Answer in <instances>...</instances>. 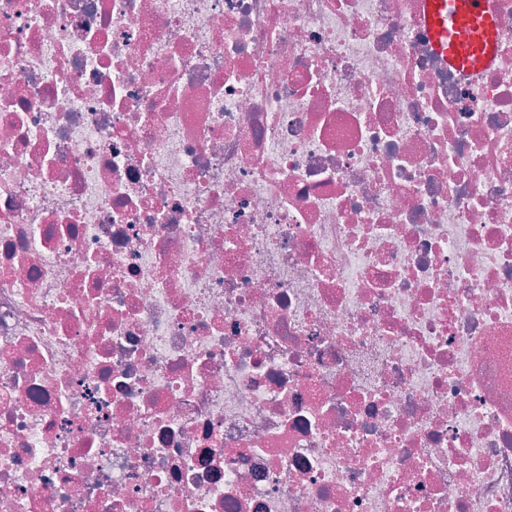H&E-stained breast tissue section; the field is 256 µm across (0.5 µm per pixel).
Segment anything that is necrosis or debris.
Listing matches in <instances>:
<instances>
[{"mask_svg": "<svg viewBox=\"0 0 512 512\" xmlns=\"http://www.w3.org/2000/svg\"><path fill=\"white\" fill-rule=\"evenodd\" d=\"M0 0V512H512V0ZM419 22L445 66L471 73L492 66L495 19L489 0H420Z\"/></svg>", "mask_w": 512, "mask_h": 512, "instance_id": "4bbe7bcc", "label": "necrosis or debris"}]
</instances>
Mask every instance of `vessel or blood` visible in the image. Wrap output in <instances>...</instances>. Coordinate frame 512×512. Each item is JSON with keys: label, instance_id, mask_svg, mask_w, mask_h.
<instances>
[{"label": "vessel or blood", "instance_id": "1", "mask_svg": "<svg viewBox=\"0 0 512 512\" xmlns=\"http://www.w3.org/2000/svg\"><path fill=\"white\" fill-rule=\"evenodd\" d=\"M419 22L444 65L471 73L492 66L495 19L489 0H420Z\"/></svg>", "mask_w": 512, "mask_h": 512}]
</instances>
